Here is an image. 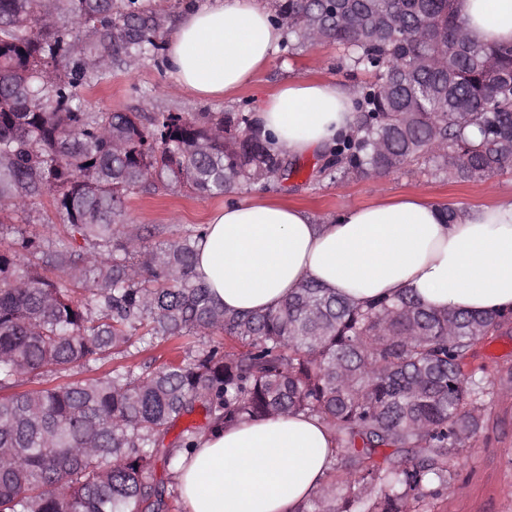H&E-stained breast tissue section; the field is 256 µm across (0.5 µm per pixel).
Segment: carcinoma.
<instances>
[{"label": "carcinoma", "mask_w": 512, "mask_h": 512, "mask_svg": "<svg viewBox=\"0 0 512 512\" xmlns=\"http://www.w3.org/2000/svg\"><path fill=\"white\" fill-rule=\"evenodd\" d=\"M272 7L288 50L334 44L350 73L373 75L353 84L355 133L312 172L367 180L423 163L470 183L512 165V42L472 41L456 0ZM81 28L97 40L77 53ZM163 43L142 0H0V224L46 199L65 232L0 236V512H174L177 451L297 412L336 437L297 512H418L482 428L495 379L464 366L512 310H440L410 291L359 305L313 281L263 314L224 309L195 269L204 227L151 245L127 198L268 190L301 168L249 112L86 111L79 85ZM190 338L201 347L180 361L129 363ZM107 359L102 376L45 386ZM197 412L203 423L174 432Z\"/></svg>", "instance_id": "carcinoma-1"}]
</instances>
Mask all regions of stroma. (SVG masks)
I'll list each match as a JSON object with an SVG mask.
<instances>
[{
  "instance_id": "1",
  "label": "stroma",
  "mask_w": 512,
  "mask_h": 512,
  "mask_svg": "<svg viewBox=\"0 0 512 512\" xmlns=\"http://www.w3.org/2000/svg\"><path fill=\"white\" fill-rule=\"evenodd\" d=\"M340 52L334 45L317 44L297 52L280 49L250 84L221 100H204L173 89L164 56L148 58L133 69L116 68L103 81L79 87L91 112H256L262 101L291 79H322L348 84L337 67ZM316 151L297 156L302 171L282 187L262 191L244 188L235 193L202 198L186 191L134 194L126 202L127 220L151 227L165 241L206 224L221 207L243 201L292 205L315 221L327 223L349 208L369 206L406 195L423 197L443 206L480 205L512 191V168L478 183H459L434 177L414 166L380 179H330L316 176ZM483 430L455 461L451 488L433 500L428 512H512V393L494 392L484 400Z\"/></svg>"
}]
</instances>
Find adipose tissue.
Wrapping results in <instances>:
<instances>
[{"instance_id": "ef3b65f1", "label": "adipose tissue", "mask_w": 512, "mask_h": 512, "mask_svg": "<svg viewBox=\"0 0 512 512\" xmlns=\"http://www.w3.org/2000/svg\"><path fill=\"white\" fill-rule=\"evenodd\" d=\"M470 38L512 41V0H458ZM287 35L265 0H196L166 40L178 89L202 98L252 81ZM255 118L277 151L298 156L335 146L357 122L351 88L292 80ZM197 270L225 309L261 314L312 280L362 304L410 290L437 309H512V194L458 208L407 196L351 208L329 224L304 210L243 202L215 211ZM332 430L316 415L246 421L201 434L175 477L186 512H297L334 461Z\"/></svg>"}]
</instances>
